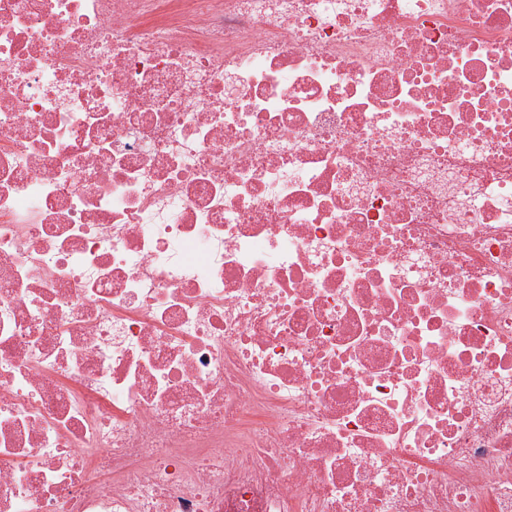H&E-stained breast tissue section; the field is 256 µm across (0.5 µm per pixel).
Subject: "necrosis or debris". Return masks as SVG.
Returning <instances> with one entry per match:
<instances>
[{
  "label": "necrosis or debris",
  "mask_w": 512,
  "mask_h": 512,
  "mask_svg": "<svg viewBox=\"0 0 512 512\" xmlns=\"http://www.w3.org/2000/svg\"><path fill=\"white\" fill-rule=\"evenodd\" d=\"M0 512H512V0H0Z\"/></svg>",
  "instance_id": "1"
}]
</instances>
